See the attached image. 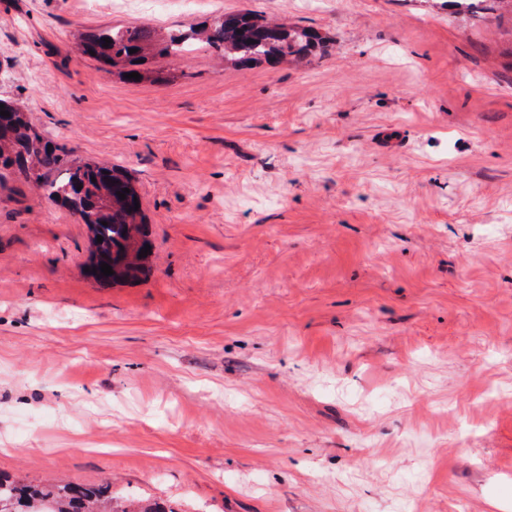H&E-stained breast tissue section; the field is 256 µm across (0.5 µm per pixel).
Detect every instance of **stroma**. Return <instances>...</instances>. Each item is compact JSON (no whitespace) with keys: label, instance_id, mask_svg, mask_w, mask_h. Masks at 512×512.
<instances>
[{"label":"stroma","instance_id":"stroma-1","mask_svg":"<svg viewBox=\"0 0 512 512\" xmlns=\"http://www.w3.org/2000/svg\"><path fill=\"white\" fill-rule=\"evenodd\" d=\"M323 53L234 65L227 13ZM140 25L138 81L81 34ZM0 98L131 177L147 279L0 179V472L175 512H512V7L0 0Z\"/></svg>","mask_w":512,"mask_h":512}]
</instances>
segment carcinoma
Instances as JSON below:
<instances>
[{
    "instance_id": "carcinoma-1",
    "label": "carcinoma",
    "mask_w": 512,
    "mask_h": 512,
    "mask_svg": "<svg viewBox=\"0 0 512 512\" xmlns=\"http://www.w3.org/2000/svg\"><path fill=\"white\" fill-rule=\"evenodd\" d=\"M110 39L104 46V39ZM151 33L140 26L102 29L81 35L83 53L95 52L100 61L122 62L126 73L136 72L143 59V44ZM200 41L215 54L233 56L242 63L274 56H306L312 52L317 37L307 31H290L283 26L268 27L247 13H227L222 22L169 36L166 52L179 57ZM135 53H129V50ZM7 144L0 146V171H6L43 188L48 199L61 202L77 213L84 224L96 225L95 234L103 237L99 248L112 262V278L98 280L101 285L138 280L150 273L147 258L139 256L136 239L150 243L145 224L129 222V213L119 202L103 211L97 206L99 191L111 181L129 182V178L108 164L73 165L64 149L40 135L25 113L0 130ZM0 502L4 512H175L163 504L131 496H112V484L96 487L59 481L32 484L23 479L0 474Z\"/></svg>"
}]
</instances>
